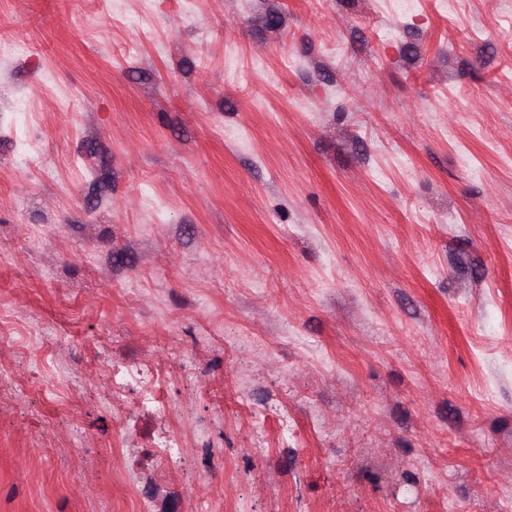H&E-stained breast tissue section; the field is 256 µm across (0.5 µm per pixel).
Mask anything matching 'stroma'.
<instances>
[{"instance_id":"obj_1","label":"stroma","mask_w":512,"mask_h":512,"mask_svg":"<svg viewBox=\"0 0 512 512\" xmlns=\"http://www.w3.org/2000/svg\"><path fill=\"white\" fill-rule=\"evenodd\" d=\"M0 38V512H512V0Z\"/></svg>"}]
</instances>
